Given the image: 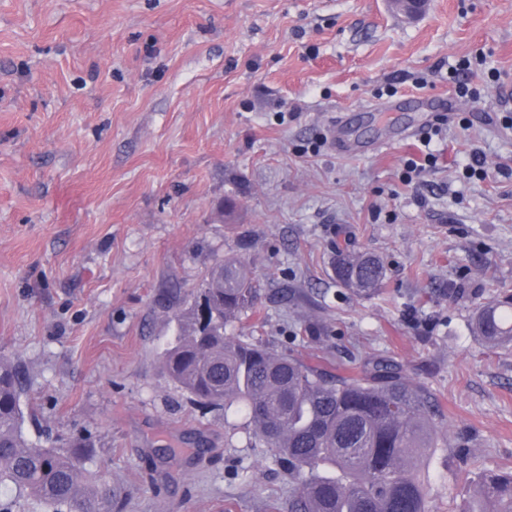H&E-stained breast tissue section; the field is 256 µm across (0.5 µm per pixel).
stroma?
Wrapping results in <instances>:
<instances>
[{"label": "stroma", "instance_id": "stroma-1", "mask_svg": "<svg viewBox=\"0 0 512 512\" xmlns=\"http://www.w3.org/2000/svg\"><path fill=\"white\" fill-rule=\"evenodd\" d=\"M508 111L512 0H0V355L26 438L92 434L126 512H288L245 418L161 364L165 289L238 255L261 295L228 333L335 374L401 364L448 433L429 508L462 505L512 467V343L472 320L512 293ZM338 244L383 259L378 294L337 283Z\"/></svg>", "mask_w": 512, "mask_h": 512}]
</instances>
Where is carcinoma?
<instances>
[{"label":"carcinoma","mask_w":512,"mask_h":512,"mask_svg":"<svg viewBox=\"0 0 512 512\" xmlns=\"http://www.w3.org/2000/svg\"><path fill=\"white\" fill-rule=\"evenodd\" d=\"M337 282L375 295L383 260L336 251ZM260 285L235 258L217 262L193 300L178 303L176 334L164 350L167 375L199 401L244 412L251 438L294 484L289 512H428L421 461L448 446L433 399L403 370L375 359L353 374L325 372L269 350L228 323L255 307ZM475 328L496 346L512 342V295L476 309ZM25 373L0 356V512H122L123 497L96 468L86 434L40 448L23 432ZM458 512H512V468L481 472Z\"/></svg>","instance_id":"cac0c4a2"}]
</instances>
